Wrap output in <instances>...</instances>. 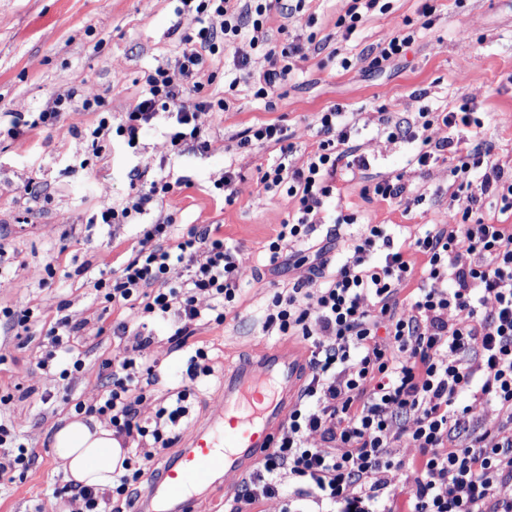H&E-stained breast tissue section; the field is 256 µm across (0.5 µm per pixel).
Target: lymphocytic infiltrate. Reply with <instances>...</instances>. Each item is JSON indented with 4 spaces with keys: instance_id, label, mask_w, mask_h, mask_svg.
I'll return each mask as SVG.
<instances>
[{
    "instance_id": "lymphocytic-infiltrate-1",
    "label": "lymphocytic infiltrate",
    "mask_w": 512,
    "mask_h": 512,
    "mask_svg": "<svg viewBox=\"0 0 512 512\" xmlns=\"http://www.w3.org/2000/svg\"><path fill=\"white\" fill-rule=\"evenodd\" d=\"M179 13L193 17L196 28L181 39L174 83L167 69L147 74L146 88L113 123L105 101L93 92L59 96L11 123V139L45 129L63 128L68 112L93 114V121L72 129L79 145L102 157L113 138L136 147L157 116L167 124L164 137L171 152L192 145L210 147V118L227 111L226 98L206 94L218 73L215 58L237 40L263 51L259 71L238 60L255 97L268 98L285 84L298 59L299 38L274 40L268 26L281 0H179ZM353 113L338 105L316 113L317 141L306 160L296 162L294 144L276 122L248 128L240 146L260 142L278 147L273 164L260 170L264 191L283 193L295 203L266 246L271 269L301 259L310 265L312 282L297 281L276 293L267 306L263 330L311 343L306 382L288 411V421L274 448L249 471L230 512H252L265 500L281 496L286 512H512V225L489 223L485 208L512 213V164L495 159L482 137L484 121L470 100L455 110L422 109L414 122L392 124L381 116L378 131L393 141L415 143L413 164L425 168L448 163L446 224L394 245L387 225L364 224L350 239L337 264H329L328 247L340 226L354 223L350 214L334 215L324 240L313 234L327 205L336 200V181L346 172H366L368 157L352 140ZM448 128L449 136L434 132ZM467 132L470 144L459 149L454 132ZM174 189L167 178L153 180L147 192L125 205L102 203L90 221L126 224L144 215L151 200ZM171 218L147 223L118 275L99 272L95 299L103 311L128 307L145 323H168L170 339L181 347L198 322L223 323L235 309L242 288L243 254L228 245L220 225L190 228L173 237ZM384 250L381 262L372 255ZM425 260L415 276L413 255ZM186 277H171L175 264ZM411 288L409 303L399 295ZM59 303L46 330L48 347L38 364L66 378L84 368V351L70 339L84 330ZM126 343L102 361L107 388L92 413L108 417L122 444L170 448L191 417L189 399L195 384L214 369L205 348H196L180 387L169 391L152 420L140 407L158 380L149 358L151 336L118 323ZM495 411L492 421H475L477 406ZM320 435V445L309 443ZM418 448L412 463L397 459L401 444ZM150 455L125 454L112 473L110 488L67 484L64 492L82 503V512H106L110 503L134 496L149 469ZM32 455L8 425L0 423V484L29 470ZM292 478L284 489L282 476Z\"/></svg>"
}]
</instances>
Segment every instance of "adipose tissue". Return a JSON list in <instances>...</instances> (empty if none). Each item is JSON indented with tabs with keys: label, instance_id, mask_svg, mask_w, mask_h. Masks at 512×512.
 <instances>
[{
	"label": "adipose tissue",
	"instance_id": "obj_1",
	"mask_svg": "<svg viewBox=\"0 0 512 512\" xmlns=\"http://www.w3.org/2000/svg\"><path fill=\"white\" fill-rule=\"evenodd\" d=\"M54 455L67 482L105 489L123 455L111 427L93 416H73L51 436Z\"/></svg>",
	"mask_w": 512,
	"mask_h": 512
}]
</instances>
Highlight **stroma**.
Wrapping results in <instances>:
<instances>
[{"label":"stroma","instance_id":"35a3bbf8","mask_svg":"<svg viewBox=\"0 0 512 512\" xmlns=\"http://www.w3.org/2000/svg\"><path fill=\"white\" fill-rule=\"evenodd\" d=\"M342 5L343 0H306V13L318 20L317 38L305 44L295 75L271 101L255 98L241 71L216 63L220 75L208 92L228 97L230 109L213 114L208 151L189 147L170 153L163 134L166 120L160 117L137 148L114 141L104 168L85 169L67 132L90 121L89 113L78 111L67 116L65 129L0 138V234L10 245L11 278L0 287V309L29 307L40 323L49 324L64 301L73 320L88 322L73 339L87 353L85 369L66 381L39 368L44 337L23 341L0 327V420L13 426L34 455L24 475L0 486V512H32L35 504L55 502L68 512L81 508L69 495L53 493L65 480L50 430L72 416L75 403H98L106 387L101 362L123 342L113 328L135 317L128 308L102 314L94 300L91 275L117 270L140 231L136 224L90 223L100 203H122L147 191L162 174L187 180V188L149 204L148 220L172 217L178 235L195 225H222L226 241L245 254L242 301L223 324L199 325L180 350L169 341L171 325L148 327L159 379L152 401L141 408L143 419L152 418L156 400L179 384L190 347L202 342L210 349L215 376L193 400L191 422L198 425L223 398L225 376L249 364L260 348L277 344V337L265 335L262 327L274 293L310 277L305 263L278 273L266 266L265 245L295 204L265 193L257 182L277 149L238 147L241 131L279 122L293 132L295 158L301 161L317 140V112L337 104L354 113V141L371 160V176L406 173L412 195L424 194L425 201L418 206L410 197L383 201L367 194L368 178L343 177L337 182L340 204L355 217L340 230L345 241L365 221L389 225L399 243L420 225L448 219L447 163L412 170L413 144L378 137L381 112L411 121L422 108L439 112L472 100L484 114V139L498 157L512 160V0H437L432 27L419 29L406 54L379 69L370 66L368 50L386 33L402 30L405 20H418L419 0H390L388 12L371 16L348 40L336 26ZM194 26L191 16L178 13L176 0H0V125L10 126L53 97L86 90L101 95L113 117H120L142 95L144 77L156 67L168 68L174 82H181L174 57L182 36ZM344 56L352 59L351 69L340 67ZM118 75L123 90L117 94L110 85ZM228 167L242 180L235 201L225 204L209 190ZM30 183L41 188V196L26 194ZM50 261L56 274L46 287L42 279ZM81 266L89 267V274L77 275Z\"/></svg>","mask_w":512,"mask_h":512}]
</instances>
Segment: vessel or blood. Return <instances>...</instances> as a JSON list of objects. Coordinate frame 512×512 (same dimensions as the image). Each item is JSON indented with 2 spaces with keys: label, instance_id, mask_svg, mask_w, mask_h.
I'll list each match as a JSON object with an SVG mask.
<instances>
[{
  "label": "vessel or blood",
  "instance_id": "1",
  "mask_svg": "<svg viewBox=\"0 0 512 512\" xmlns=\"http://www.w3.org/2000/svg\"><path fill=\"white\" fill-rule=\"evenodd\" d=\"M300 365L299 348L276 345L225 377L223 399L208 422L195 427L188 447L150 488L139 512H195L199 488L258 463L287 420Z\"/></svg>",
  "mask_w": 512,
  "mask_h": 512
}]
</instances>
